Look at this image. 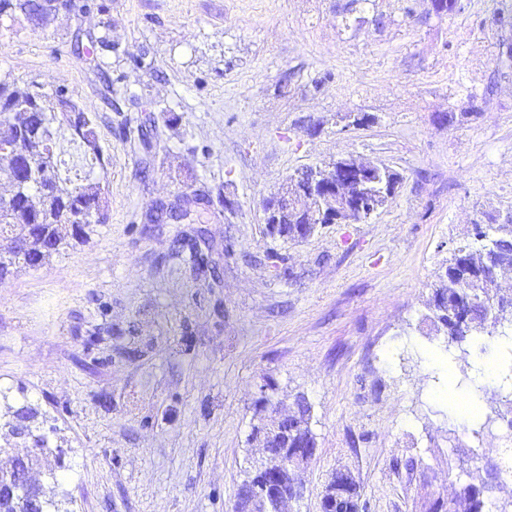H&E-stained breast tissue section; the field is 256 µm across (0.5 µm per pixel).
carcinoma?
I'll return each mask as SVG.
<instances>
[{"instance_id": "1", "label": "carcinoma", "mask_w": 512, "mask_h": 512, "mask_svg": "<svg viewBox=\"0 0 512 512\" xmlns=\"http://www.w3.org/2000/svg\"><path fill=\"white\" fill-rule=\"evenodd\" d=\"M37 14L33 0H0V17L10 16L16 11ZM9 108L0 112V144L11 142L19 133L29 136L28 146L32 153L43 152V133L59 137L65 132L79 139L94 151L98 147V136L93 121L76 104L62 109L54 95L35 96L30 88H21L0 80V107ZM80 202L97 213L104 210L99 182L85 178L78 184L58 177L54 168H39L24 176L22 188L10 199L13 209L29 216L23 221L21 237L26 245L19 254L11 249L4 255L5 265L0 266V281L6 278L4 271L20 266L38 267L51 257L43 251L49 239H54L59 253L65 245L59 227L67 226L75 241H85L91 231V223L67 221L62 207ZM478 247L463 246L453 252L448 265V274L438 276L434 285V314L448 343L461 346L473 343L477 338L506 339L512 331V314L496 320L483 307L485 296L495 293L512 300V293L499 287L500 273L512 270V221L507 224H477L474 233ZM472 306L471 315L464 320L456 318V310ZM485 477L476 482L463 484L456 493L438 505L445 512H485L488 498L480 496Z\"/></svg>"}]
</instances>
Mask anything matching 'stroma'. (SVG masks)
<instances>
[{
	"instance_id": "1",
	"label": "stroma",
	"mask_w": 512,
	"mask_h": 512,
	"mask_svg": "<svg viewBox=\"0 0 512 512\" xmlns=\"http://www.w3.org/2000/svg\"><path fill=\"white\" fill-rule=\"evenodd\" d=\"M71 0L0 19V78L64 90L102 160L70 139L61 176L100 179L106 223L0 282V471L67 512H236L263 386L305 396L317 448L299 501L350 470L363 512H428L499 457L442 398L476 352L448 344L432 288L477 224L512 216V0ZM368 116L363 126L354 117ZM353 159L398 182L369 220L270 234L297 170ZM205 196L192 204L194 194ZM188 209L153 224L157 204ZM34 408L47 452L8 435Z\"/></svg>"
}]
</instances>
